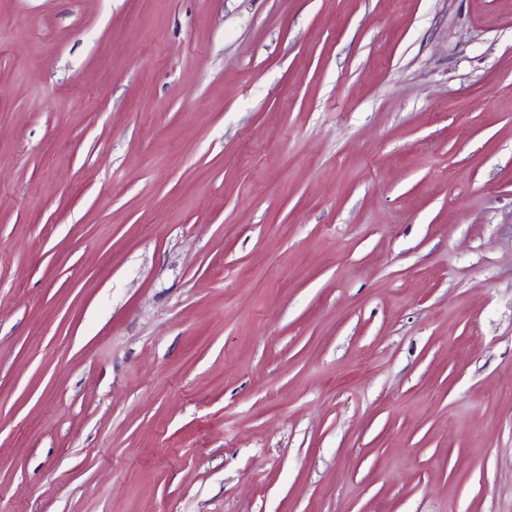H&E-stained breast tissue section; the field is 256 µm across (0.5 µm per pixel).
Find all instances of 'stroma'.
I'll list each match as a JSON object with an SVG mask.
<instances>
[{
  "mask_svg": "<svg viewBox=\"0 0 512 512\" xmlns=\"http://www.w3.org/2000/svg\"><path fill=\"white\" fill-rule=\"evenodd\" d=\"M0 512H512V0H0Z\"/></svg>",
  "mask_w": 512,
  "mask_h": 512,
  "instance_id": "1",
  "label": "stroma"
}]
</instances>
